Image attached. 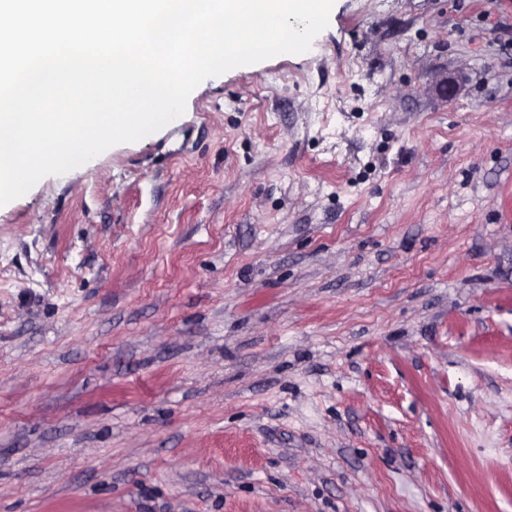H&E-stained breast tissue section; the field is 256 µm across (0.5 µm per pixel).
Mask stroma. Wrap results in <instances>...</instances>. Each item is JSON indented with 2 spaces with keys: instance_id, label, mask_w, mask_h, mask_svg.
<instances>
[{
  "instance_id": "stroma-1",
  "label": "stroma",
  "mask_w": 512,
  "mask_h": 512,
  "mask_svg": "<svg viewBox=\"0 0 512 512\" xmlns=\"http://www.w3.org/2000/svg\"><path fill=\"white\" fill-rule=\"evenodd\" d=\"M510 39L335 0L0 206V512H512Z\"/></svg>"
}]
</instances>
